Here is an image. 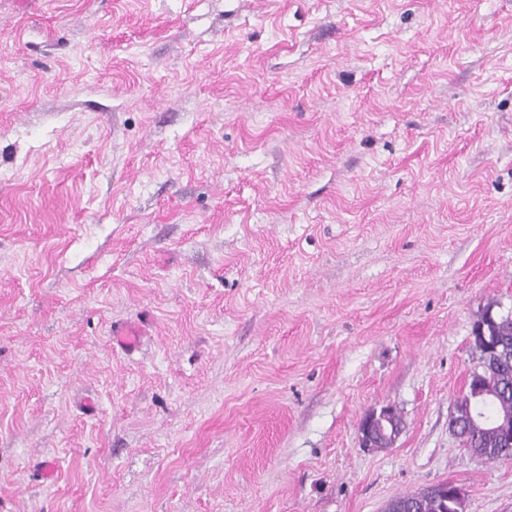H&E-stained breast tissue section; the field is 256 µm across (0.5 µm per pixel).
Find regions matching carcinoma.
<instances>
[{
  "label": "carcinoma",
  "mask_w": 512,
  "mask_h": 512,
  "mask_svg": "<svg viewBox=\"0 0 512 512\" xmlns=\"http://www.w3.org/2000/svg\"><path fill=\"white\" fill-rule=\"evenodd\" d=\"M474 347L479 352L480 375L472 383L487 385L492 388V394L471 405L465 396L457 400L453 413L457 432L466 448L479 456L490 460L511 459L512 445L495 440L483 425L503 413L512 414V327L498 330L490 346L478 341ZM426 491L425 495L415 492L400 496L398 500L415 506L417 512H461L448 496V482L430 486Z\"/></svg>",
  "instance_id": "carcinoma-1"
}]
</instances>
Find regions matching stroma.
I'll return each mask as SVG.
<instances>
[{
  "instance_id": "35a3bbf8",
  "label": "stroma",
  "mask_w": 512,
  "mask_h": 512,
  "mask_svg": "<svg viewBox=\"0 0 512 512\" xmlns=\"http://www.w3.org/2000/svg\"><path fill=\"white\" fill-rule=\"evenodd\" d=\"M490 305L512 0H0V512H512ZM494 342L485 347L477 338L475 349L479 352V372L471 382L475 369L469 376L468 386L476 383L492 388V394L474 401L471 406L467 397L461 396L456 402L453 415L457 432L462 443L473 453L489 460L511 459L512 445L499 442L493 434L474 423H490L502 413L512 415V327L498 328ZM500 435L512 444V418H499L491 422ZM395 408L383 407L380 410H371L365 414L360 421L359 434L361 447L370 449L378 448L375 443L376 432H384L385 428L391 429L392 444L386 448L393 447L403 431V425L396 426L394 420ZM422 491H427V495H422ZM397 499L406 505L415 506L417 509L415 512H463L448 496V481H442L419 492L397 497Z\"/></svg>"
}]
</instances>
